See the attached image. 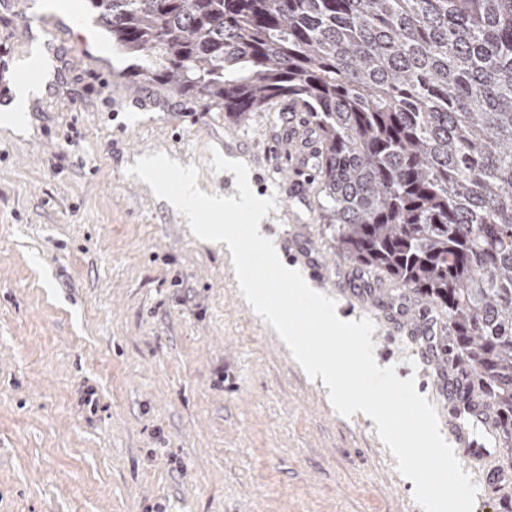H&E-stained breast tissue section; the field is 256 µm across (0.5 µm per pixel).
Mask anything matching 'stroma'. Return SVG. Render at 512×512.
Returning a JSON list of instances; mask_svg holds the SVG:
<instances>
[{"label": "stroma", "mask_w": 512, "mask_h": 512, "mask_svg": "<svg viewBox=\"0 0 512 512\" xmlns=\"http://www.w3.org/2000/svg\"><path fill=\"white\" fill-rule=\"evenodd\" d=\"M36 64L20 120H0V512H423L376 426L335 411L223 250L128 172L162 152L229 196L211 149L248 143L239 159L277 203L267 233L322 260L335 296L347 265L318 181L306 209L287 189L282 112L203 111L127 72L87 7L0 0V106ZM371 339L429 394L408 338Z\"/></svg>", "instance_id": "35a3bbf8"}]
</instances>
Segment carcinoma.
Here are the masks:
<instances>
[{"mask_svg":"<svg viewBox=\"0 0 512 512\" xmlns=\"http://www.w3.org/2000/svg\"><path fill=\"white\" fill-rule=\"evenodd\" d=\"M137 76L320 136L338 258L443 310L512 464V0H90Z\"/></svg>","mask_w":512,"mask_h":512,"instance_id":"1","label":"carcinoma"}]
</instances>
